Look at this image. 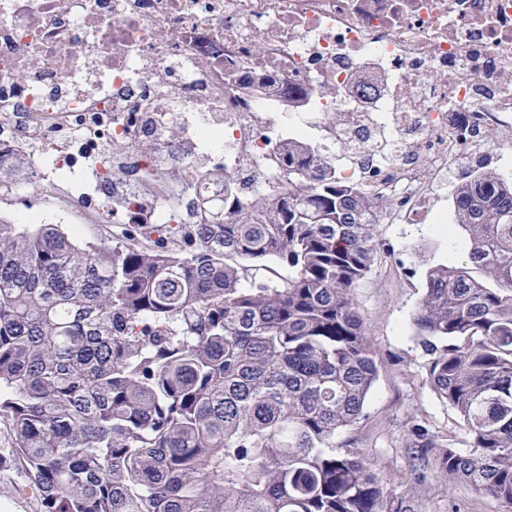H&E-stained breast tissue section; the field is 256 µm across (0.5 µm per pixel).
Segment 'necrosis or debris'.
<instances>
[{
	"mask_svg": "<svg viewBox=\"0 0 512 512\" xmlns=\"http://www.w3.org/2000/svg\"><path fill=\"white\" fill-rule=\"evenodd\" d=\"M288 82L299 103L242 94ZM427 221L454 163L512 150V0H0V181L16 223L201 224L223 168L283 179L287 137Z\"/></svg>",
	"mask_w": 512,
	"mask_h": 512,
	"instance_id": "1",
	"label": "necrosis or debris"
}]
</instances>
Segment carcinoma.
Instances as JSON below:
<instances>
[{
  "label": "carcinoma",
  "mask_w": 512,
  "mask_h": 512,
  "mask_svg": "<svg viewBox=\"0 0 512 512\" xmlns=\"http://www.w3.org/2000/svg\"><path fill=\"white\" fill-rule=\"evenodd\" d=\"M278 155L280 186H227L149 246L0 221V418L43 512H406L336 453L377 375L353 294L376 203L301 138ZM453 201L462 260L428 269L413 325L471 449L436 466L511 510L512 183L483 171Z\"/></svg>",
  "instance_id": "carcinoma-1"
}]
</instances>
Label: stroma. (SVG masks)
Listing matches in <instances>:
<instances>
[{
	"label": "stroma",
	"instance_id": "1",
	"mask_svg": "<svg viewBox=\"0 0 512 512\" xmlns=\"http://www.w3.org/2000/svg\"><path fill=\"white\" fill-rule=\"evenodd\" d=\"M380 244L370 273L355 290L365 332L378 362L366 399L365 418L336 438L337 453L361 455L411 512H504L501 503L463 482H449L434 459L418 465L409 446L412 425H424L454 450L469 451L457 412L429 383L432 360L412 326L413 311L426 286L428 266L446 262L449 243L440 225L376 224ZM13 436L0 419V512H41L23 468L9 460Z\"/></svg>",
	"mask_w": 512,
	"mask_h": 512
}]
</instances>
